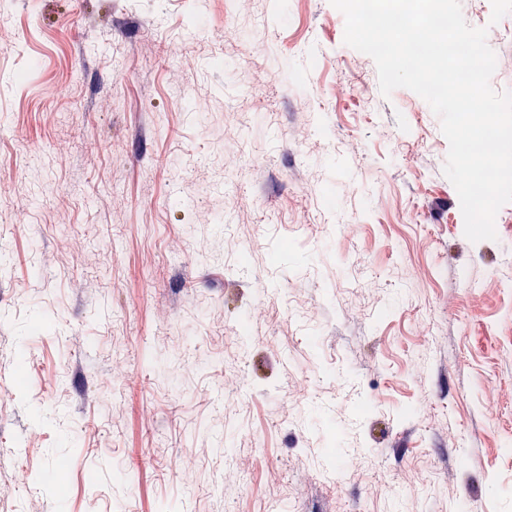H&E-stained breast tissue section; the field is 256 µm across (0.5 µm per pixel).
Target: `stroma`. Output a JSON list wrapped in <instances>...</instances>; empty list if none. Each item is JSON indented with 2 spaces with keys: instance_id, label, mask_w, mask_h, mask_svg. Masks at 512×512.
Segmentation results:
<instances>
[{
  "instance_id": "obj_1",
  "label": "stroma",
  "mask_w": 512,
  "mask_h": 512,
  "mask_svg": "<svg viewBox=\"0 0 512 512\" xmlns=\"http://www.w3.org/2000/svg\"><path fill=\"white\" fill-rule=\"evenodd\" d=\"M460 2L512 91V0ZM344 29L0 0V512H512V203L465 237Z\"/></svg>"
}]
</instances>
